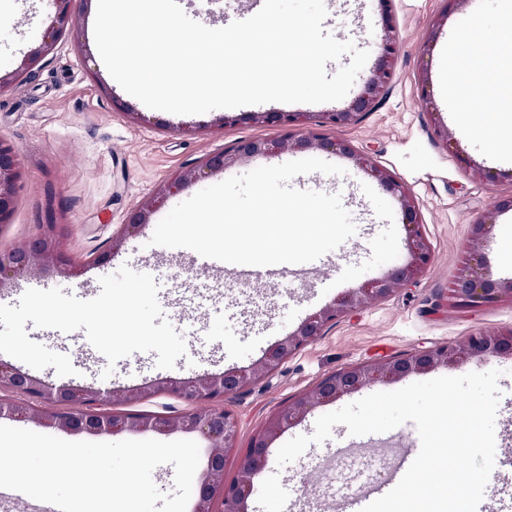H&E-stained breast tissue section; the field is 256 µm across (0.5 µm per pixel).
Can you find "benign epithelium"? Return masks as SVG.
I'll return each mask as SVG.
<instances>
[{
  "mask_svg": "<svg viewBox=\"0 0 512 512\" xmlns=\"http://www.w3.org/2000/svg\"><path fill=\"white\" fill-rule=\"evenodd\" d=\"M55 12L42 36L41 42L25 56L18 67L0 74V87L20 80L56 47L59 33L70 27L73 15L72 0H50ZM383 23L382 33L374 43V66L365 79L360 93L341 110L325 112L324 123L346 126L365 112L372 111L388 88L393 76V62L397 46L391 35L390 0H378ZM249 120L300 126L310 120L309 115L297 112H254ZM277 150L299 152L326 151L348 157L382 186L400 204L402 224L407 233L408 259L390 268L380 277L357 288L345 290L334 303L306 317L294 331L278 340L254 365L243 369H228L220 373H206L191 380L163 379L152 386V392H164L188 401L222 399L255 382L276 369L281 362L305 345L315 341L325 326L341 313L366 307L392 293L395 289L418 279L431 259V245L422 231L419 209L408 186L372 160L356 154L352 146L342 140H331L321 134H289L277 142L263 139H243L231 149L204 158L197 166L176 175L175 182H198L210 175L224 172L248 158L266 155ZM22 183L21 161L15 147L0 139V224L9 223L15 198ZM172 185L162 186L155 199L132 210L119 234L112 238V249L121 246L123 238L150 223L157 204L171 193ZM492 223L483 216L471 224L470 246L478 252L486 241ZM64 234L59 224H40L34 237L7 253L0 252V283L6 277H24L36 270L56 268L72 272L71 259L63 246ZM452 298L465 305H482L512 299V280L492 278L481 271V262L467 265L454 278L450 289ZM471 357H512V328L501 331L479 332L466 341L442 344L429 350L416 351L381 364H360L324 377L310 392L303 394L278 414L271 417L265 428L256 434L243 455L238 474L228 482L224 478L225 460L235 447L236 421L225 409L203 412L156 414L115 413L89 408L74 411L71 406L83 400L101 405L119 404L137 398L133 393L112 392L106 395L70 385H53L24 373L13 365L0 361V387L21 392L43 403L57 407L46 412L35 406L0 401V418L31 421L39 426L70 434L117 435L121 433L154 432L158 434L187 433L200 436L208 447L207 467L198 479L194 512H246L253 478L267 464L269 448L285 428L302 419L312 408L328 403L378 382H391L404 377L425 374L439 367H452Z\"/></svg>",
  "mask_w": 512,
  "mask_h": 512,
  "instance_id": "7a95c632",
  "label": "benign epithelium"
}]
</instances>
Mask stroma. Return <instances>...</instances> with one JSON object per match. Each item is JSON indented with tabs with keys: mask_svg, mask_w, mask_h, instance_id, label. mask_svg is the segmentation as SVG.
Returning a JSON list of instances; mask_svg holds the SVG:
<instances>
[{
	"mask_svg": "<svg viewBox=\"0 0 512 512\" xmlns=\"http://www.w3.org/2000/svg\"><path fill=\"white\" fill-rule=\"evenodd\" d=\"M16 11L0 0V71L16 68L41 40L54 8L50 0H28ZM325 30L356 48L372 49L381 33L377 0H324ZM506 0H391L393 35L399 44L394 75L378 106L344 127L301 126L331 139L348 141L357 154L372 159L414 195L432 259L418 281L396 289L367 307L345 313L321 336L290 356L275 372L241 389L222 404L237 421V442L251 436L295 397L311 391L324 377L363 363H381L416 350L456 343L480 331L512 327V301L475 309L448 303L458 268L470 258L473 222L492 215L493 227L481 254L489 274L512 279V262L503 259V243L512 239V210L495 212L496 201L512 195V159L499 158L495 143L469 134L453 120L447 93L450 76L461 74L477 29L493 30ZM73 28L59 36L35 78L0 88V139L10 142L23 163V181L9 224L0 228V251L24 244L38 225L66 228V246L75 272L38 270L0 289V304L18 306L30 288H62L64 295L85 298L102 276L121 266L151 274L168 309L166 318L186 343V354L173 369L156 366V353L136 352L120 359L111 376L97 353L80 346L78 333H55L26 324L29 339L52 351L68 348L77 371L70 384L83 389L140 392L139 400L121 404L124 412L207 409L204 401L145 393L166 378H193L232 368H247L309 314L329 305L349 288L383 275L407 258L400 205L354 162L329 152L325 161L340 165L342 176L313 172L293 179L302 190L340 194L356 233L325 254L327 279L310 273V264L272 269L266 277L240 282L232 265L217 278L224 288L208 305L196 304L184 279L191 273L190 249L150 245L156 224L177 204L204 189L187 184L158 205L149 224L128 236L120 249L112 237L129 212L179 172L210 154L229 149L238 139H282L272 124L249 121L226 126L222 110L175 115L146 107L110 76L94 40L95 0H74ZM448 128L447 141L434 134ZM104 263H97L99 255ZM407 379L375 383L316 407L279 437L287 442L312 435L316 419L376 392L407 386ZM417 428L406 422L380 434L349 441L348 429L336 425L328 440L311 444L295 461H269L253 478L279 474L289 502L315 500L319 512H342L351 492L387 479L402 453L414 447Z\"/></svg>",
	"mask_w": 512,
	"mask_h": 512,
	"instance_id": "obj_1",
	"label": "stroma"
}]
</instances>
